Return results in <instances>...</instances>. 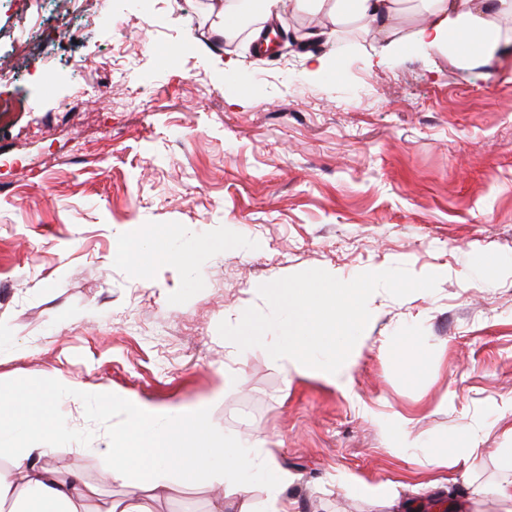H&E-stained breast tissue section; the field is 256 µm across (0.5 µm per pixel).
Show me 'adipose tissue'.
<instances>
[{
  "label": "adipose tissue",
  "instance_id": "ef3b65f1",
  "mask_svg": "<svg viewBox=\"0 0 512 512\" xmlns=\"http://www.w3.org/2000/svg\"><path fill=\"white\" fill-rule=\"evenodd\" d=\"M252 9L265 18L285 20L287 11H306L326 19L319 36L330 37L344 25L354 24L391 40L399 20L410 17L419 24L416 42L455 50L466 46L471 57L493 62L502 43L512 42V0H251ZM76 402L92 401L100 407L121 408L123 436L138 448L139 460L112 451L106 472L109 482L127 484L133 464L148 474L143 486L152 500L167 496V476L176 472L190 482L213 480L226 494L216 512H296L284 493L287 477L267 487L263 510L252 501L250 478L255 471L275 467V462L254 440L247 448L228 454L224 437L215 431L205 408L190 415L176 411L158 416L152 408L128 403L112 394H96L80 385L69 386ZM48 449L34 441L14 449L10 468H0V512H84L98 490L80 476H60L41 467Z\"/></svg>",
  "mask_w": 512,
  "mask_h": 512
}]
</instances>
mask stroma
I'll return each instance as SVG.
<instances>
[{"label": "stroma", "instance_id": "1", "mask_svg": "<svg viewBox=\"0 0 512 512\" xmlns=\"http://www.w3.org/2000/svg\"><path fill=\"white\" fill-rule=\"evenodd\" d=\"M217 0H0V62L29 45L28 83H0V390L15 416L0 466L30 434L43 463L108 484L113 423L64 385L188 414L207 404L230 447L260 438L299 512H499L512 481V45L466 64L360 30L309 41L288 17L265 57L216 33ZM323 67H316V59ZM223 234L180 266L118 257L121 241ZM406 267L434 291L373 295L345 382L285 376L239 354L221 321L266 310L261 284L308 269L345 279ZM475 449L468 464L435 465ZM218 491L174 485L154 512H213Z\"/></svg>", "mask_w": 512, "mask_h": 512}]
</instances>
